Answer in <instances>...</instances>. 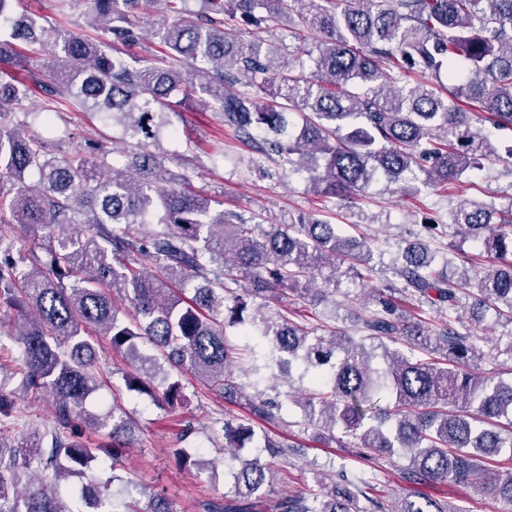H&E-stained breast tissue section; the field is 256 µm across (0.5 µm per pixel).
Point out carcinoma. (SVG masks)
Here are the masks:
<instances>
[{
	"label": "carcinoma",
	"instance_id": "cac0c4a2",
	"mask_svg": "<svg viewBox=\"0 0 512 512\" xmlns=\"http://www.w3.org/2000/svg\"><path fill=\"white\" fill-rule=\"evenodd\" d=\"M12 0H0V62L44 59L36 82L51 98L102 113L136 139L123 165L108 161L97 142L58 155L33 135L0 130V224L46 236L38 265L14 257L0 234V312L17 320L25 391L45 397L55 426L31 428L15 442L0 433V512H73L60 481L100 463L104 445L81 429L112 425V462L132 447L122 408L112 421L87 412L95 390V339L140 361L150 343L165 363L187 371L223 394L237 389L230 363L249 358L254 392L244 396L248 416L224 418V447L243 448L255 437L254 419L282 422L281 404L258 389L276 373L308 380L297 404L310 424L336 428L357 448L391 457L409 455L403 475L412 484L452 479L489 480L512 503V477L500 482L487 455L512 460V381L489 386L477 372L474 330L459 311L491 312L506 331L512 353V195L498 204L464 198L448 214V229L463 242L482 243L493 264L436 254L422 238L407 242L395 260L397 283L376 289L377 309L357 313V335L322 336L288 296L326 299L338 270L353 284L371 273L372 242L336 233L330 221L301 213L263 227L256 216L215 210L186 176L175 175L151 149L170 125L161 110L174 92L197 107L224 112V124L257 154L261 177L306 174L323 198L353 199L385 179L426 175L445 187L487 167L512 176V0H167L172 21L155 31L157 49L137 67L124 48L136 41L133 13L145 0H92L103 37L64 38L37 16L17 19ZM314 30L313 43L265 42L272 24ZM259 33L249 45L240 34ZM415 75V83L409 77ZM28 90L0 78V110L17 108ZM161 224L144 237L134 226ZM162 265L165 280L143 265ZM329 268L328 286L313 271ZM205 284L197 285V278ZM118 294L134 311L126 320ZM261 303H256V300ZM278 305L268 310V303ZM435 308L439 322L409 319L404 305ZM240 327L244 348L230 342ZM418 352L391 351L402 338ZM128 391L155 393L162 407L187 405L182 380L160 383L143 368L125 377ZM184 467L202 468L199 452L176 448ZM240 463L233 497L205 504L207 512H256L252 496L269 482V464ZM52 473L47 487L36 473ZM22 492L16 491L21 476ZM272 512H383L377 499L358 505L348 495L328 500L283 496ZM112 512H166L112 499ZM401 512H443L434 500H405Z\"/></svg>",
	"mask_w": 512,
	"mask_h": 512
}]
</instances>
